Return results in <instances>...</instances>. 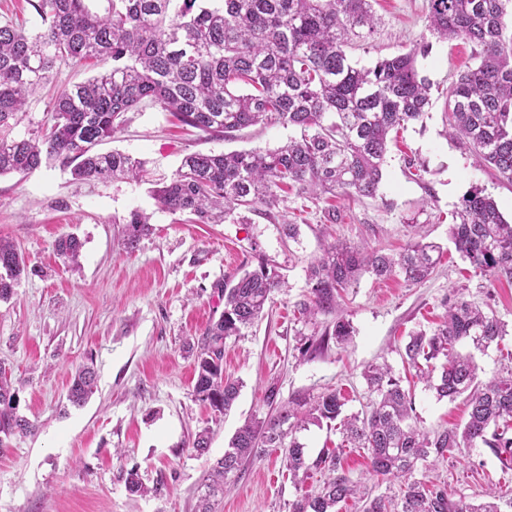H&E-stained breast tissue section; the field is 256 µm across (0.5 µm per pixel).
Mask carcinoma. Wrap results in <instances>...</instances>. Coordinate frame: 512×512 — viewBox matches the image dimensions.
<instances>
[{
  "label": "carcinoma",
  "mask_w": 512,
  "mask_h": 512,
  "mask_svg": "<svg viewBox=\"0 0 512 512\" xmlns=\"http://www.w3.org/2000/svg\"><path fill=\"white\" fill-rule=\"evenodd\" d=\"M87 2L28 0L41 19L34 34L10 21L0 24V176L23 177L57 163L82 183L142 179V161L97 147L146 101L209 137L232 139L257 124L297 130L299 136L274 150L189 154L169 181L151 190L160 209L187 214L193 223H242L240 210L269 211L288 190L317 198L376 197L390 133L423 120L431 105L430 83L417 68L430 44L370 67L350 63L346 48L376 25L371 0H105L101 13ZM510 10L512 0H428L427 21L437 38L470 44L477 60L445 91L448 135L512 183V28L504 22ZM86 64L99 74L61 91L44 123L18 136L31 98L54 82L60 67ZM149 231L150 215L131 211L126 248L135 249ZM449 237L475 272L512 280V222L482 190L463 196ZM81 247L73 234L54 244L74 269ZM438 253L440 245L422 238L411 239L397 255L331 243L308 264L310 291L301 311L312 319L336 312L342 292L364 273L421 283L432 274ZM26 272L17 246L0 238V301L13 297ZM283 285L263 258L224 283V311L198 339L194 357V393L211 409L228 411L239 392L224 377V340L252 326ZM446 304L442 324L409 336L404 361L431 365L424 380L438 399L468 394L465 424L433 433L420 429L412 397L386 363L363 369L375 398L341 422L345 442L367 451L371 474L401 482L398 495H375L351 483L336 474L335 451L311 459L298 440L296 433L308 425L341 416V391L279 402L272 384V413L236 431L203 479L198 512H212V499L266 448L282 449L294 480L318 469L332 473L317 491L291 503L290 512H338L339 503L352 497L362 502L361 512H512V497L490 492L473 503L446 483L428 485L414 477L429 457L467 448H488L504 467L512 466V372L481 382L474 355L457 351L461 345L487 351L502 340L504 326L457 294ZM349 336L350 324L339 319L302 354L324 349L332 337L343 342ZM94 383L91 368L77 370L69 402L83 403ZM17 397L11 375L0 367V435L34 430L18 413Z\"/></svg>",
  "instance_id": "cac0c4a2"
}]
</instances>
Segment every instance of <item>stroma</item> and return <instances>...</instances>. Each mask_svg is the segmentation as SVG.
Masks as SVG:
<instances>
[{
    "instance_id": "35a3bbf8",
    "label": "stroma",
    "mask_w": 512,
    "mask_h": 512,
    "mask_svg": "<svg viewBox=\"0 0 512 512\" xmlns=\"http://www.w3.org/2000/svg\"><path fill=\"white\" fill-rule=\"evenodd\" d=\"M372 9L378 23L365 42L349 49L353 65L432 44L429 55L417 60L421 76L433 85L432 105L423 121L392 134L377 198L339 194L325 202L292 192L270 215L249 213L244 224L188 222L158 208L153 182L169 178L187 154L276 149L294 131L258 125L232 139H209L152 105L130 113L126 126L100 146L145 161L148 181L78 183L57 165L22 179L0 176V237L12 241L31 268L15 295L0 301V366L18 390L19 414L35 425L32 434L0 444V512H196L203 478L236 429L249 417L269 414L268 385H276L283 400L341 390L349 415L366 410L372 399L362 377L370 363H388L401 378L422 429L464 424L465 396L437 399L402 357L409 333L440 323L444 300L454 291L505 325L500 345L475 355L480 379L512 370V280L474 273L448 237L455 211L474 187L512 219V184L478 166L446 132L442 93L472 66V48L460 40H434L427 0H372ZM90 75L86 68H63L53 90L31 100L19 132L43 122L58 92ZM411 158L424 163L421 177L409 175ZM328 205L337 216L329 226L323 219ZM135 209L150 213L153 231L129 253L124 222ZM287 221L298 225L297 240L284 236ZM416 232L443 247L426 281L413 285L398 276L381 281L366 275L344 292L336 313L313 320L301 314L307 266L325 240L397 253ZM66 234L82 243L75 271L54 251L55 240ZM261 257L277 266L285 286L252 327L224 342V374L241 387L221 415L196 400L186 346L223 311L221 284ZM340 318L353 328L347 342L302 355L304 339ZM85 364L93 366L96 386L75 407L66 399L69 373ZM205 427L211 443L200 457L190 443ZM299 438L312 458L337 449L338 473L385 492L369 475L364 450L343 446L339 430L312 425ZM132 469L150 487L147 496L127 491ZM415 476L447 483L475 501L491 490L512 496V469L486 448L429 458ZM325 478L314 471L294 484L281 450L270 448L246 464L214 512H290L294 500Z\"/></svg>"
}]
</instances>
